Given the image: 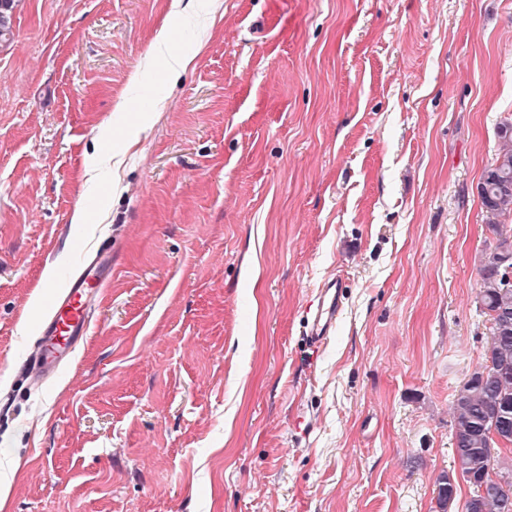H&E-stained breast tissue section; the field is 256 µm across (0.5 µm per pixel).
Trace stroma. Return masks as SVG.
<instances>
[{
  "instance_id": "35a3bbf8",
  "label": "stroma",
  "mask_w": 512,
  "mask_h": 512,
  "mask_svg": "<svg viewBox=\"0 0 512 512\" xmlns=\"http://www.w3.org/2000/svg\"><path fill=\"white\" fill-rule=\"evenodd\" d=\"M176 1L193 61L168 80L146 51ZM14 32L0 512H440L487 346L477 185L512 119V0H21ZM107 244L89 336L29 386L41 316ZM335 274L312 359L302 311Z\"/></svg>"
}]
</instances>
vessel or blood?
Here are the masks:
<instances>
[{"label": "vessel or blood", "mask_w": 512, "mask_h": 512, "mask_svg": "<svg viewBox=\"0 0 512 512\" xmlns=\"http://www.w3.org/2000/svg\"><path fill=\"white\" fill-rule=\"evenodd\" d=\"M111 278V250H96L87 257L67 287L55 298L25 362L26 377L31 385L44 384L70 362L88 333L95 297ZM342 303L341 279L332 277L324 280L303 312L302 334L309 349L319 350L328 342L335 331Z\"/></svg>", "instance_id": "1"}]
</instances>
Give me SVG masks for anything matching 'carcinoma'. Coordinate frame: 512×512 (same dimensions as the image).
Instances as JSON below:
<instances>
[{"label": "carcinoma", "instance_id": "cac0c4a2", "mask_svg": "<svg viewBox=\"0 0 512 512\" xmlns=\"http://www.w3.org/2000/svg\"><path fill=\"white\" fill-rule=\"evenodd\" d=\"M16 0H0V45H8L14 36L13 16ZM498 147L493 163L478 185V194L486 211L494 218L512 216V121L498 126ZM495 242L481 260L478 302L489 317V340L481 368L471 373L452 399V441L454 468L471 475L467 482L476 493L467 502L466 512H504L512 508V476L507 453L489 445L494 432L512 434V289L504 290L505 267L499 264L498 250L512 242V234L503 233V225L493 223ZM440 507L448 496L456 494L449 475L437 479Z\"/></svg>", "mask_w": 512, "mask_h": 512}]
</instances>
